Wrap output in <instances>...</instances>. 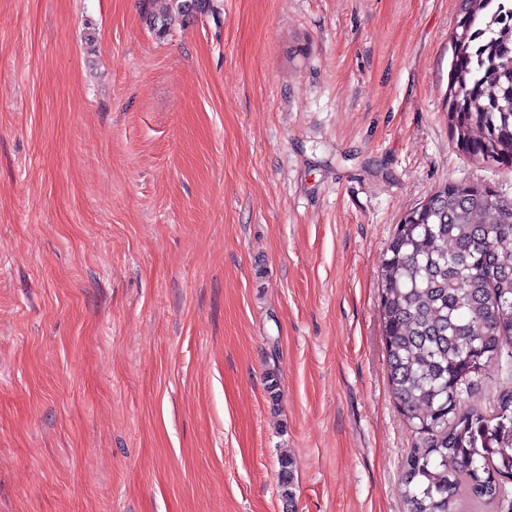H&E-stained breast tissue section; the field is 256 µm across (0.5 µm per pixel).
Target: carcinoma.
<instances>
[{
    "instance_id": "obj_1",
    "label": "carcinoma",
    "mask_w": 512,
    "mask_h": 512,
    "mask_svg": "<svg viewBox=\"0 0 512 512\" xmlns=\"http://www.w3.org/2000/svg\"><path fill=\"white\" fill-rule=\"evenodd\" d=\"M209 0H168L152 16L166 33ZM460 0L451 36L448 128L455 148L483 164L512 165V24L487 27L496 5ZM381 272V316L391 391L425 434L402 478L406 512H457L467 495L487 505L512 479V389L493 414L462 398L472 378L512 357V200L485 184L450 181L397 225ZM278 484L293 506L294 464L279 459Z\"/></svg>"
}]
</instances>
